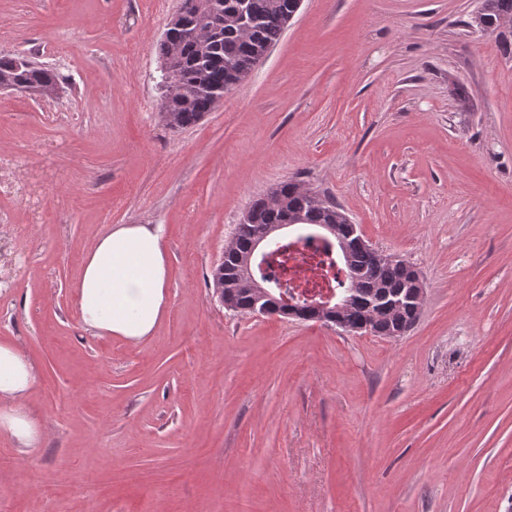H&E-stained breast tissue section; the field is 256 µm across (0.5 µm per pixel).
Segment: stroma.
Instances as JSON below:
<instances>
[{
  "instance_id": "1",
  "label": "stroma",
  "mask_w": 512,
  "mask_h": 512,
  "mask_svg": "<svg viewBox=\"0 0 512 512\" xmlns=\"http://www.w3.org/2000/svg\"><path fill=\"white\" fill-rule=\"evenodd\" d=\"M181 0H0V53L63 76L0 91V224L24 269L0 340L39 368L0 512H512V24L482 0H302L198 123L161 118ZM331 193L426 286L389 338L224 308L207 279L251 201ZM114 224H158L168 306L132 346L73 282ZM481 8L480 15L487 29L498 28L504 16H508L512 20V0H483ZM480 15L474 16L473 23L482 29Z\"/></svg>"
}]
</instances>
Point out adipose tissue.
<instances>
[{
  "label": "adipose tissue",
  "instance_id": "ef3b65f1",
  "mask_svg": "<svg viewBox=\"0 0 512 512\" xmlns=\"http://www.w3.org/2000/svg\"><path fill=\"white\" fill-rule=\"evenodd\" d=\"M168 276L160 225H113L86 251L73 284L83 328L102 340L142 343L166 313ZM37 373L19 343L0 341V437L23 450L48 435L28 409Z\"/></svg>",
  "mask_w": 512,
  "mask_h": 512
}]
</instances>
